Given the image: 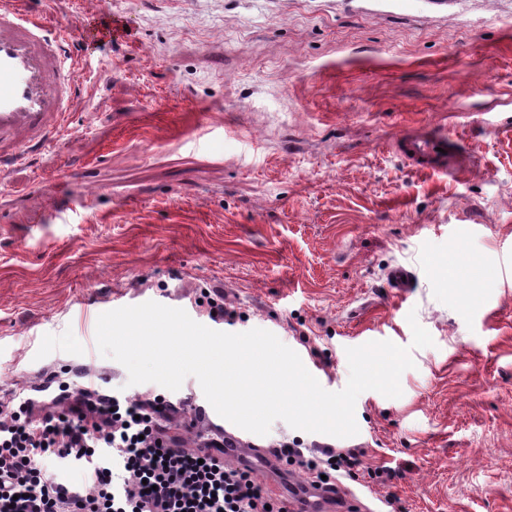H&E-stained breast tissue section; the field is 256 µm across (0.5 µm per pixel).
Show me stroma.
<instances>
[{"label": "stroma", "mask_w": 512, "mask_h": 512, "mask_svg": "<svg viewBox=\"0 0 512 512\" xmlns=\"http://www.w3.org/2000/svg\"><path fill=\"white\" fill-rule=\"evenodd\" d=\"M84 56L70 120L0 172V405L159 397L165 432H207L196 378L129 385L100 314L154 301L220 331L274 333L342 390L346 350L411 347L402 394L355 404L357 435L275 421L259 444L362 448L386 485L335 512H512V0H26ZM129 33L88 42L89 12ZM432 127L474 158L455 180L383 144ZM93 208H84L85 199ZM403 266L412 288L388 273ZM433 338L412 348L408 313Z\"/></svg>", "instance_id": "obj_1"}]
</instances>
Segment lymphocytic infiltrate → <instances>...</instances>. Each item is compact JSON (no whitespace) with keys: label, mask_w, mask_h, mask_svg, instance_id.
Masks as SVG:
<instances>
[{"label":"lymphocytic infiltrate","mask_w":512,"mask_h":512,"mask_svg":"<svg viewBox=\"0 0 512 512\" xmlns=\"http://www.w3.org/2000/svg\"><path fill=\"white\" fill-rule=\"evenodd\" d=\"M70 398L65 415L27 398L0 419V512H288L253 472L217 455L223 440L185 448L167 436L160 400L100 395L79 384ZM276 454L331 489L326 470L350 478L366 470L360 448ZM52 457L82 462L84 488L49 474Z\"/></svg>","instance_id":"1"}]
</instances>
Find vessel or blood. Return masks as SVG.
<instances>
[{
	"instance_id": "obj_1",
	"label": "vessel or blood",
	"mask_w": 512,
	"mask_h": 512,
	"mask_svg": "<svg viewBox=\"0 0 512 512\" xmlns=\"http://www.w3.org/2000/svg\"><path fill=\"white\" fill-rule=\"evenodd\" d=\"M68 39L67 26L47 24L20 9L16 0H0V163L21 160L65 123L78 71L74 56L64 49ZM388 149L417 170L452 179L473 164L467 151L449 145L447 134L434 129L401 133ZM268 457L265 449L225 433V461L249 468ZM272 489L287 494L290 512H318L320 503L334 498L333 492L305 482L276 483Z\"/></svg>"
}]
</instances>
